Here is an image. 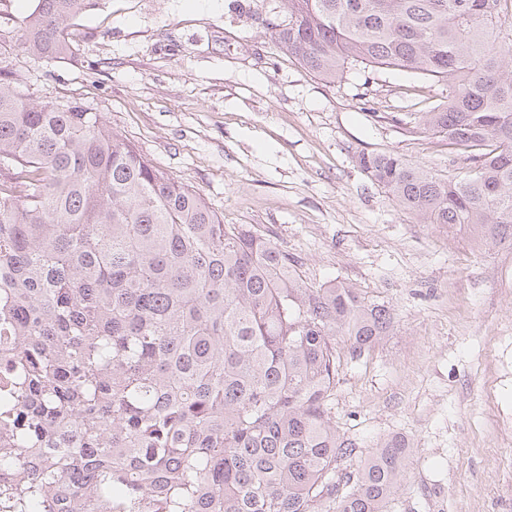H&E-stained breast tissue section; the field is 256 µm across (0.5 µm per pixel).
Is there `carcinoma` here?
<instances>
[{"mask_svg": "<svg viewBox=\"0 0 512 512\" xmlns=\"http://www.w3.org/2000/svg\"><path fill=\"white\" fill-rule=\"evenodd\" d=\"M281 2L272 36L318 77L448 83L391 121L471 149L469 174L357 163L424 223L512 242V0ZM91 6L36 0L0 40V512H389L410 442L339 468L358 445L329 400L390 308L307 282L80 102L16 92L14 52L56 61Z\"/></svg>", "mask_w": 512, "mask_h": 512, "instance_id": "carcinoma-1", "label": "carcinoma"}]
</instances>
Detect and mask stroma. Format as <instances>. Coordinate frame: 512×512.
<instances>
[{
  "instance_id": "obj_1",
  "label": "stroma",
  "mask_w": 512,
  "mask_h": 512,
  "mask_svg": "<svg viewBox=\"0 0 512 512\" xmlns=\"http://www.w3.org/2000/svg\"><path fill=\"white\" fill-rule=\"evenodd\" d=\"M279 0H94L71 49L29 57L27 92L98 112L228 224L300 258L308 282L345 281L390 306L394 327L344 366L330 400L367 459L413 445L390 512H512V246L466 225L423 224L363 172V152L458 180L468 162L387 112H427L448 86L368 68L324 79L271 36Z\"/></svg>"
}]
</instances>
